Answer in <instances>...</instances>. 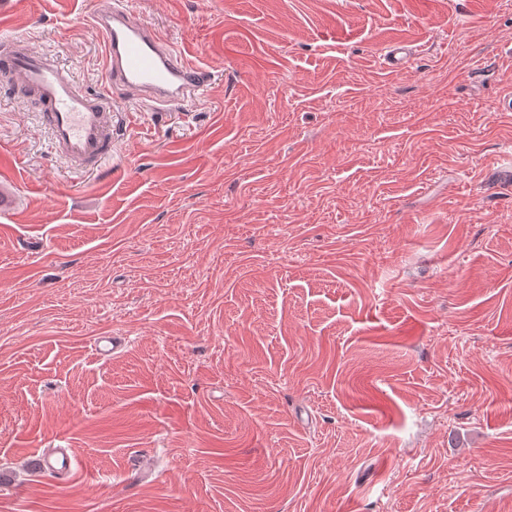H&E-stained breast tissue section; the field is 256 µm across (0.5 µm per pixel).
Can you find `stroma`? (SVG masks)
I'll list each match as a JSON object with an SVG mask.
<instances>
[{
	"label": "stroma",
	"mask_w": 512,
	"mask_h": 512,
	"mask_svg": "<svg viewBox=\"0 0 512 512\" xmlns=\"http://www.w3.org/2000/svg\"><path fill=\"white\" fill-rule=\"evenodd\" d=\"M95 4L0 39L104 90ZM129 6L214 79L101 174L0 87V512H512V0ZM51 457L53 462H51ZM39 463L44 470L55 474L59 479L69 481L75 473L76 459L66 448H55L52 451L43 450Z\"/></svg>",
	"instance_id": "35a3bbf8"
}]
</instances>
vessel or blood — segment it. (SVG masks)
<instances>
[{"label":"vessel or blood","mask_w":512,"mask_h":512,"mask_svg":"<svg viewBox=\"0 0 512 512\" xmlns=\"http://www.w3.org/2000/svg\"><path fill=\"white\" fill-rule=\"evenodd\" d=\"M93 24L105 45L109 90L89 92L48 50L12 39L0 50V77L13 91L34 100L55 155L72 169L93 171L112 152L113 90H121L157 112H174L203 97L212 73L187 52L134 17L128 0H100ZM44 470L66 480L75 473L72 452H43Z\"/></svg>","instance_id":"obj_1"}]
</instances>
